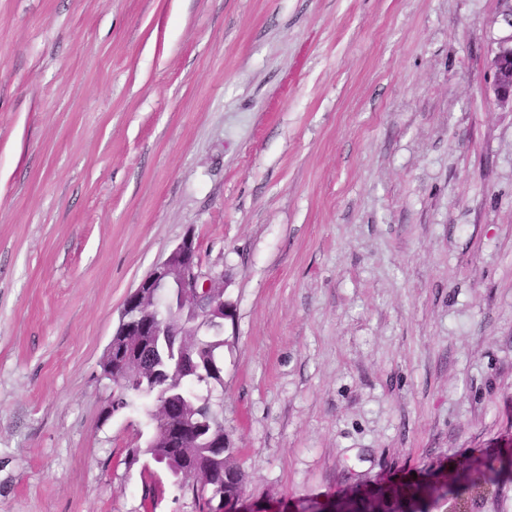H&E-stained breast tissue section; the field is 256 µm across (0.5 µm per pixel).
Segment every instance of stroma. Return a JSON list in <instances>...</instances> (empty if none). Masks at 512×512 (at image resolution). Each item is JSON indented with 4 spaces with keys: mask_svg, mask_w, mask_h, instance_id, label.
I'll return each instance as SVG.
<instances>
[{
    "mask_svg": "<svg viewBox=\"0 0 512 512\" xmlns=\"http://www.w3.org/2000/svg\"><path fill=\"white\" fill-rule=\"evenodd\" d=\"M511 8L0 0V512H197L100 376L189 232L261 512L512 445ZM493 89L497 100L512 104V38L501 41L491 63Z\"/></svg>",
    "mask_w": 512,
    "mask_h": 512,
    "instance_id": "stroma-1",
    "label": "stroma"
}]
</instances>
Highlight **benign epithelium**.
Masks as SVG:
<instances>
[{
    "instance_id": "obj_1",
    "label": "benign epithelium",
    "mask_w": 512,
    "mask_h": 512,
    "mask_svg": "<svg viewBox=\"0 0 512 512\" xmlns=\"http://www.w3.org/2000/svg\"><path fill=\"white\" fill-rule=\"evenodd\" d=\"M491 67L497 100L512 104V38L499 43ZM170 288L177 290L183 308L203 322L222 323L230 317L229 304L224 300V281L203 270L198 245L189 231L126 296L119 326L106 351L112 363L139 352L147 336L185 334L188 324L175 325L159 317V307L168 305Z\"/></svg>"
}]
</instances>
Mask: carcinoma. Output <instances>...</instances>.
Returning a JSON list of instances; mask_svg holds the SVG:
<instances>
[{
    "instance_id": "obj_1",
    "label": "carcinoma",
    "mask_w": 512,
    "mask_h": 512,
    "mask_svg": "<svg viewBox=\"0 0 512 512\" xmlns=\"http://www.w3.org/2000/svg\"><path fill=\"white\" fill-rule=\"evenodd\" d=\"M224 331L199 339L193 335L181 336L173 342L166 336L153 341L148 354L142 358L143 371L156 373L151 383H142L135 375L125 380L122 398L127 402L138 399L144 404L152 434L147 447L132 449V456L140 454L154 461H166V470L172 485L183 494L192 495L199 512H213L207 487L224 486V512H235L236 502L245 497L244 475L230 447H211V439L224 432L219 411L208 404L198 417L200 424L181 447H168L170 418L167 405L196 406L201 398L191 391L192 384L220 386ZM195 352V362L202 376H182L173 373L181 350ZM512 455V448H503L497 454H473L459 469L449 475L427 474L423 479L391 484L373 490L372 495L344 496L332 505V512H431V502L454 500L457 512H473V505L483 499L504 480L512 479V468L504 457Z\"/></svg>"
}]
</instances>
